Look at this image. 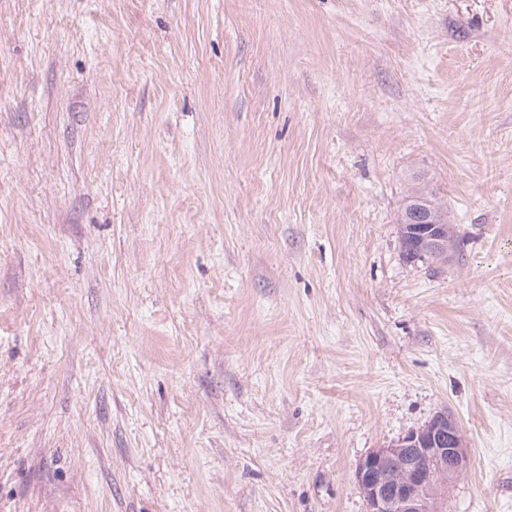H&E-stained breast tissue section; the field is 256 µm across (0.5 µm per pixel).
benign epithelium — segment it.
<instances>
[{
  "label": "benign epithelium",
  "instance_id": "obj_1",
  "mask_svg": "<svg viewBox=\"0 0 512 512\" xmlns=\"http://www.w3.org/2000/svg\"><path fill=\"white\" fill-rule=\"evenodd\" d=\"M401 234L412 253L452 260L454 231L419 208L407 211ZM471 465L468 441L457 419L436 413L384 448L371 449L354 479L366 512H442L448 484Z\"/></svg>",
  "mask_w": 512,
  "mask_h": 512
}]
</instances>
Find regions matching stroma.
Masks as SVG:
<instances>
[{
  "label": "stroma",
  "mask_w": 512,
  "mask_h": 512,
  "mask_svg": "<svg viewBox=\"0 0 512 512\" xmlns=\"http://www.w3.org/2000/svg\"><path fill=\"white\" fill-rule=\"evenodd\" d=\"M443 410L512 512V0H0V512H366ZM415 205L429 210L439 224L429 213L419 208L409 209ZM406 211V219L402 221L404 224H401L400 228L410 252L432 256L437 260L451 261L454 256L453 227L448 224V213L433 204L431 194L423 188L416 189L408 196L402 217Z\"/></svg>",
  "instance_id": "obj_1"
}]
</instances>
